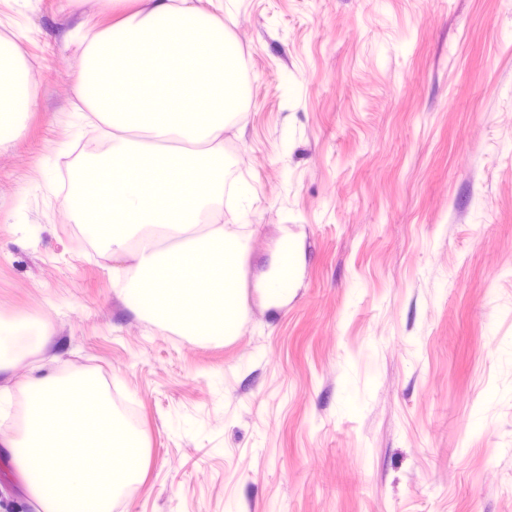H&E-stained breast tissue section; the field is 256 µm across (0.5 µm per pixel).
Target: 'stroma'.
I'll use <instances>...</instances> for the list:
<instances>
[{
  "label": "stroma",
  "instance_id": "35a3bbf8",
  "mask_svg": "<svg viewBox=\"0 0 512 512\" xmlns=\"http://www.w3.org/2000/svg\"><path fill=\"white\" fill-rule=\"evenodd\" d=\"M223 3L242 320L199 344L131 311L126 257L60 206L95 149L72 40L111 14L0 0L44 75L0 149V313L138 411L141 483L112 512H512V0Z\"/></svg>",
  "mask_w": 512,
  "mask_h": 512
}]
</instances>
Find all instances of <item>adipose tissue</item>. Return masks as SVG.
<instances>
[{"instance_id": "adipose-tissue-1", "label": "adipose tissue", "mask_w": 512, "mask_h": 512, "mask_svg": "<svg viewBox=\"0 0 512 512\" xmlns=\"http://www.w3.org/2000/svg\"><path fill=\"white\" fill-rule=\"evenodd\" d=\"M74 44L67 81L112 150L74 174L64 207L89 238L111 230L113 252L129 259L114 268L115 286L136 314L184 336L230 332L240 250L224 236V213L246 189L225 184L224 156L210 148L241 118L240 49L223 15L195 0H148L111 24L85 26ZM35 97L1 37L0 148L24 133ZM136 131L173 147L143 151ZM203 215L211 229L200 233Z\"/></svg>"}]
</instances>
